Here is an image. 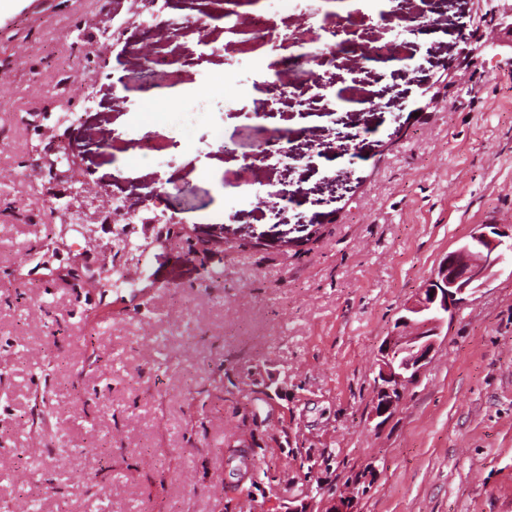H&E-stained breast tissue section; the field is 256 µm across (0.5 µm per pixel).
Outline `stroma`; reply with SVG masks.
<instances>
[{
	"label": "stroma",
	"instance_id": "obj_1",
	"mask_svg": "<svg viewBox=\"0 0 512 512\" xmlns=\"http://www.w3.org/2000/svg\"><path fill=\"white\" fill-rule=\"evenodd\" d=\"M107 3L0 14V201L33 216L0 214V489L32 512H285L363 472L358 512H512V263L459 308L394 417L369 422L374 357L401 305L475 225L512 226V0L343 14L358 45L395 42L398 61L351 53L324 69L350 104L329 118L301 122L281 98L288 164L246 178L256 148L238 131L271 96L259 69L275 53L249 16L237 37L220 21L198 33L187 20L208 0H169L151 40L162 83L185 94L145 104L129 34L104 51L84 110L68 30ZM448 69L442 106L415 113ZM66 72L79 81L63 94ZM70 101L65 149L93 186L167 191L162 212L223 246L159 243L135 224L145 250L127 265L115 225L52 224L28 118ZM56 234L65 247L42 267L32 247ZM73 261L125 265L139 292L67 283Z\"/></svg>",
	"mask_w": 512,
	"mask_h": 512
}]
</instances>
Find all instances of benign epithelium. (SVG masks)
<instances>
[{"label":"benign epithelium","instance_id":"obj_1","mask_svg":"<svg viewBox=\"0 0 512 512\" xmlns=\"http://www.w3.org/2000/svg\"><path fill=\"white\" fill-rule=\"evenodd\" d=\"M147 0H112V7L98 13L89 24L80 23L71 32L80 33L88 46L98 48L112 40L113 24H136L146 10ZM452 81L450 73L442 74L421 92L416 111L436 110L443 101V90ZM49 116L32 122L38 144L35 151L44 156L41 165L47 168L49 180L44 183L43 197L50 201L61 199L65 204L53 210L58 223L97 224L105 215L123 218L129 224H167L173 232L192 238L190 229L176 217L151 213L146 202L119 199L108 192L91 187L78 173V162L68 157L70 170L61 172L50 158V149L74 132L71 125L65 131L60 127L68 120L62 115L52 123ZM504 232L493 228L478 235L466 248L449 252L437 265L430 284L420 288L404 303L403 315L396 319V327L386 336L375 355V392L371 399V419L375 428L385 425L399 410L404 391L417 383L439 346L443 328L454 318L457 309L484 288L496 275V267L503 260ZM359 490L329 501L325 512H358Z\"/></svg>","mask_w":512,"mask_h":512}]
</instances>
